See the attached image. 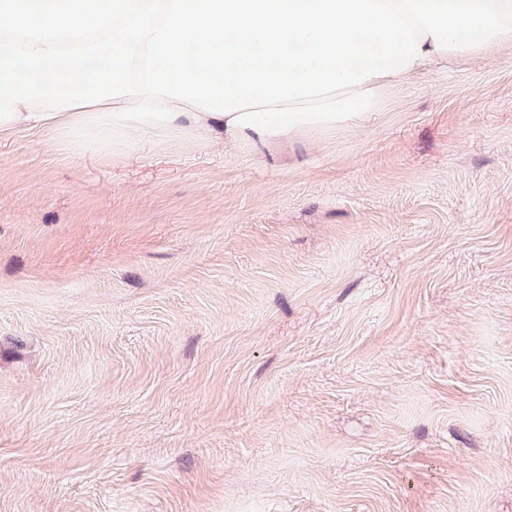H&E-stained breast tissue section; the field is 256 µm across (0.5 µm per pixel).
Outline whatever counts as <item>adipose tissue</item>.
Instances as JSON below:
<instances>
[{"instance_id": "adipose-tissue-1", "label": "adipose tissue", "mask_w": 512, "mask_h": 512, "mask_svg": "<svg viewBox=\"0 0 512 512\" xmlns=\"http://www.w3.org/2000/svg\"><path fill=\"white\" fill-rule=\"evenodd\" d=\"M512 47V0H0V137L271 146L363 128L431 60Z\"/></svg>"}]
</instances>
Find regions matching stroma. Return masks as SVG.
<instances>
[{"mask_svg":"<svg viewBox=\"0 0 512 512\" xmlns=\"http://www.w3.org/2000/svg\"><path fill=\"white\" fill-rule=\"evenodd\" d=\"M0 512H512V51L260 151L0 140Z\"/></svg>","mask_w":512,"mask_h":512,"instance_id":"1","label":"stroma"}]
</instances>
